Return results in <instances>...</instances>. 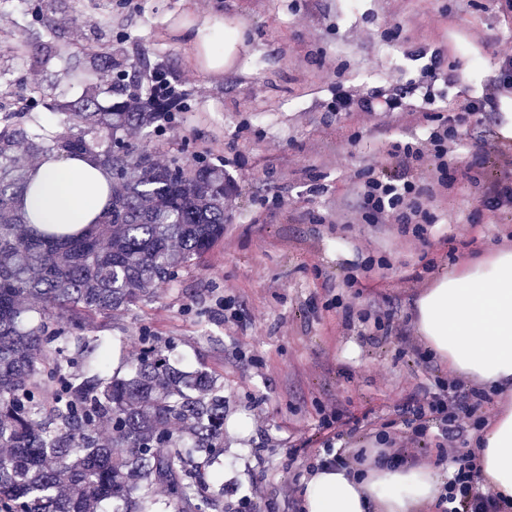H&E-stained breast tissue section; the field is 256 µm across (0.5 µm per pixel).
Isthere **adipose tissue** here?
I'll return each instance as SVG.
<instances>
[{"mask_svg":"<svg viewBox=\"0 0 512 512\" xmlns=\"http://www.w3.org/2000/svg\"><path fill=\"white\" fill-rule=\"evenodd\" d=\"M201 68L223 74L241 42L238 28L218 15L189 16L176 24ZM30 188L16 201L33 224L98 223L112 192V175L91 157L55 152L30 169ZM417 330L449 368L488 390L512 393V250L476 257L428 288L415 303ZM486 484L512 499V408L473 441ZM442 484L427 464L375 462L361 469L316 470L302 488L303 512H413L436 503Z\"/></svg>","mask_w":512,"mask_h":512,"instance_id":"ef3b65f1","label":"adipose tissue"}]
</instances>
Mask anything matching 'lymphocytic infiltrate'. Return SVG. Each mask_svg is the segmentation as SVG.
<instances>
[{"instance_id":"1","label":"lymphocytic infiltrate","mask_w":512,"mask_h":512,"mask_svg":"<svg viewBox=\"0 0 512 512\" xmlns=\"http://www.w3.org/2000/svg\"><path fill=\"white\" fill-rule=\"evenodd\" d=\"M420 118L426 134L388 149L395 164L394 173L370 168L362 172L358 185L357 221L361 224L401 225L403 233L419 237L438 217L423 204L425 196L439 190L454 192L457 180L449 172V163L461 141V129L482 112L495 108V96L485 94L467 100L448 113L433 111V93H425ZM402 97L377 90L365 95L338 93L332 104L336 112H397ZM488 398L481 388L465 387L456 378L440 377L435 387L402 398L398 417L380 431L378 441L386 445L390 458H408L411 443L417 442L430 428H437L441 440L438 461H453V478L438 499V512H512L492 488L475 491L481 468L475 451L460 452L470 432L489 425L483 411Z\"/></svg>"}]
</instances>
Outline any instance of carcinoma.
I'll return each instance as SVG.
<instances>
[{"label":"carcinoma","mask_w":512,"mask_h":512,"mask_svg":"<svg viewBox=\"0 0 512 512\" xmlns=\"http://www.w3.org/2000/svg\"><path fill=\"white\" fill-rule=\"evenodd\" d=\"M69 0H37L16 27L41 25V55L6 45L29 70L58 57L54 15ZM112 44L67 77L79 97L48 103L38 86L20 97L0 70V512H201L206 469L224 454V384L205 369L174 367L149 344L112 372V336L94 319L150 300L224 240V163L204 156L159 163L127 141L133 127L162 135L180 103L121 69ZM113 73L121 99L104 107L95 74ZM57 111V128L40 123ZM55 151L91 155L112 174L101 222L77 233L38 228L14 207L30 160ZM167 496L160 499L156 488Z\"/></svg>","instance_id":"obj_1"}]
</instances>
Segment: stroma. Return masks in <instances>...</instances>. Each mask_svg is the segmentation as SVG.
Listing matches in <instances>:
<instances>
[{
	"instance_id": "stroma-1",
	"label": "stroma",
	"mask_w": 512,
	"mask_h": 512,
	"mask_svg": "<svg viewBox=\"0 0 512 512\" xmlns=\"http://www.w3.org/2000/svg\"><path fill=\"white\" fill-rule=\"evenodd\" d=\"M31 0H0V46L26 40L39 54L41 28L12 26ZM217 12L243 40L234 64L212 76L171 34L186 14ZM62 59L30 71L11 68L19 89L40 86L46 100L76 94L63 73L87 62L102 42H117L124 64L147 62L175 85L184 108L167 131L130 129L129 143L149 146L159 163L224 160L238 185L224 240L176 281L159 284L150 301L105 320L121 337L113 365L135 360L154 344L173 345L182 366L206 367L224 383V491L205 512H229L248 499L249 512H291L288 486L308 473L309 454L323 445L322 410L359 419L341 446L346 453L377 445L374 423L394 419L405 394L432 386L447 364L422 357L395 336H359L346 328V307L392 312L413 324L417 299L439 278L477 254L507 248L502 227L471 225L486 184L495 179L511 138L512 94L497 91L501 58L512 52V17L497 0H72L55 17ZM442 47L455 76L438 86L435 106L496 94V111L462 130L450 167L458 189L428 199L440 217L422 239L396 224H353L357 174L384 163L385 148L422 135L409 110L426 59ZM366 94L403 89L406 111L335 113L337 86ZM285 206L272 204L274 195ZM384 265L365 267L366 257ZM354 268L362 289L342 285Z\"/></svg>"
}]
</instances>
